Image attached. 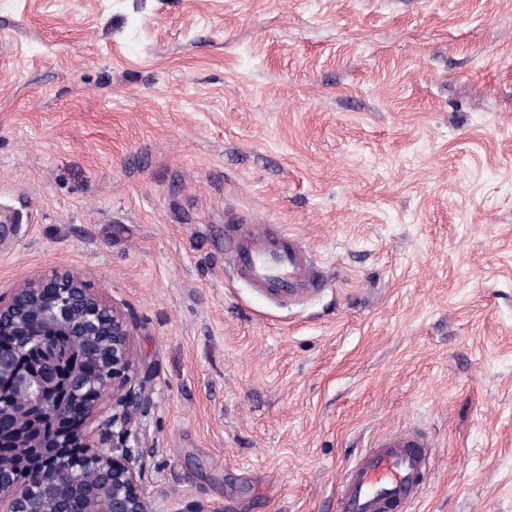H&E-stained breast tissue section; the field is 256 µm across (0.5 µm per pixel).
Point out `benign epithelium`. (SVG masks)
I'll use <instances>...</instances> for the list:
<instances>
[{
  "label": "benign epithelium",
  "instance_id": "7a95c632",
  "mask_svg": "<svg viewBox=\"0 0 512 512\" xmlns=\"http://www.w3.org/2000/svg\"><path fill=\"white\" fill-rule=\"evenodd\" d=\"M51 324L60 328L59 336H90L91 329L100 327L102 335L111 337L106 357L97 359L98 368L90 379L69 377L67 419L95 422L99 433L110 429L116 440L102 452L88 435L70 431L58 444L60 452L28 469L22 479L0 452V512H31L32 494L79 484L82 474L61 465L69 448L85 449L84 460L97 467L102 490L112 493L104 512H143L141 457L127 442L128 426L142 405L132 387L133 326L80 274L56 270L22 282L7 296L0 295V381L14 388V398L0 400V423L26 420L65 375L59 344L52 339L41 344L40 365L29 369L16 366L19 339L40 336Z\"/></svg>",
  "mask_w": 512,
  "mask_h": 512
}]
</instances>
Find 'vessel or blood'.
<instances>
[{
	"instance_id": "obj_1",
	"label": "vessel or blood",
	"mask_w": 512,
	"mask_h": 512,
	"mask_svg": "<svg viewBox=\"0 0 512 512\" xmlns=\"http://www.w3.org/2000/svg\"><path fill=\"white\" fill-rule=\"evenodd\" d=\"M226 256L237 277L266 297L296 300L321 286L307 246L263 224L233 227ZM431 446L411 429L375 439L346 468L336 512H401L420 496L421 479L434 466Z\"/></svg>"
}]
</instances>
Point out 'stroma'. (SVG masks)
<instances>
[{
	"mask_svg": "<svg viewBox=\"0 0 512 512\" xmlns=\"http://www.w3.org/2000/svg\"><path fill=\"white\" fill-rule=\"evenodd\" d=\"M0 293L134 324L146 512H336L419 428L406 512H512V0H0ZM233 224L311 249L259 296ZM226 256L237 277L263 296L297 300L321 288L307 246L266 224L234 226ZM433 446L411 429L375 439L346 468L336 512H400L420 496V479L434 466Z\"/></svg>",
	"mask_w": 512,
	"mask_h": 512,
	"instance_id": "35a3bbf8",
	"label": "stroma"
}]
</instances>
